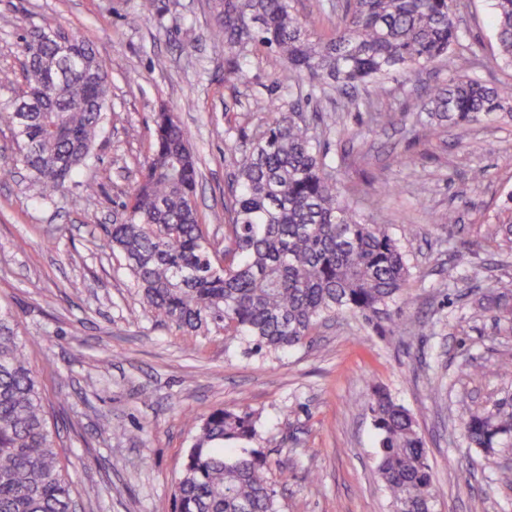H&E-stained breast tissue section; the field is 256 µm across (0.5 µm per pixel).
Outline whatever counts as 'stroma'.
Listing matches in <instances>:
<instances>
[{
  "instance_id": "35a3bbf8",
  "label": "stroma",
  "mask_w": 512,
  "mask_h": 512,
  "mask_svg": "<svg viewBox=\"0 0 512 512\" xmlns=\"http://www.w3.org/2000/svg\"><path fill=\"white\" fill-rule=\"evenodd\" d=\"M137 0H0V69L21 72L20 34L56 15L66 34L90 41L112 80L110 125L97 148L96 196L77 188L43 201L25 173L0 178V303L16 315L42 382L61 461L81 512H173L174 486L195 421L247 403L257 420L281 512H394L377 466V436L365 404L388 392L418 419L438 493V512H512V483L499 457L469 446L461 424L475 403L512 401V315L493 320L478 299L490 286L512 290V247L494 239L496 214L512 192V125L477 124L419 137L426 113L408 97L447 83L435 62L414 83L389 79L384 116L309 80L278 84L280 57L254 50L246 82L234 81L231 49L212 37V0H170L163 27L131 26ZM461 44L475 77L511 83L498 58L492 0H454ZM297 101L331 111L323 141L341 165L365 219L389 225L409 255L411 312L421 328L380 335L351 315L322 326L312 344L258 353L222 333L188 334L145 313L106 229L132 191L153 141L155 112L168 109L200 159L198 209L223 237L234 166L230 145L249 143L269 114L254 101ZM375 131L367 139L356 132ZM484 169L473 183V169ZM392 193L368 206L379 183ZM455 208L453 230L433 224ZM469 262L458 266V252ZM472 474L459 485V470Z\"/></svg>"
}]
</instances>
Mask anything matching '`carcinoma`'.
Masks as SVG:
<instances>
[{
  "instance_id": "1",
  "label": "carcinoma",
  "mask_w": 512,
  "mask_h": 512,
  "mask_svg": "<svg viewBox=\"0 0 512 512\" xmlns=\"http://www.w3.org/2000/svg\"><path fill=\"white\" fill-rule=\"evenodd\" d=\"M500 56L512 65V0H493ZM452 0H340L336 27L315 38L294 0H213V36L238 49L231 74L246 79L248 49L275 50L279 80L307 76L356 108L381 118L380 81H409L442 58L458 77L412 104L428 114L427 136L450 127L512 122V84H488L466 72ZM165 0H140L132 24L163 26ZM55 16L23 37V83L0 103L39 196L51 200L77 182L94 195V147L109 121L108 71L93 45L71 38L61 50ZM271 122L245 148L231 149L236 171L224 206V245L210 237L197 208L199 157L186 130L161 112L151 153L120 217L110 225L112 252L125 261L145 311L183 331L213 328L255 351L280 352L314 341L325 321L348 313L375 331L400 327L412 278L406 252L384 224H371L343 194L340 171L294 106L269 105ZM495 234L512 244V194ZM481 308L497 317L512 296L492 293ZM377 431V472L395 512H435L436 489L413 413L384 390L366 403ZM471 445L484 452L512 440V410L473 405L463 418ZM256 436L244 408H215L197 423L175 485V512H279L264 453L242 444ZM72 476L57 450L44 392L0 304V512H76Z\"/></svg>"
}]
</instances>
